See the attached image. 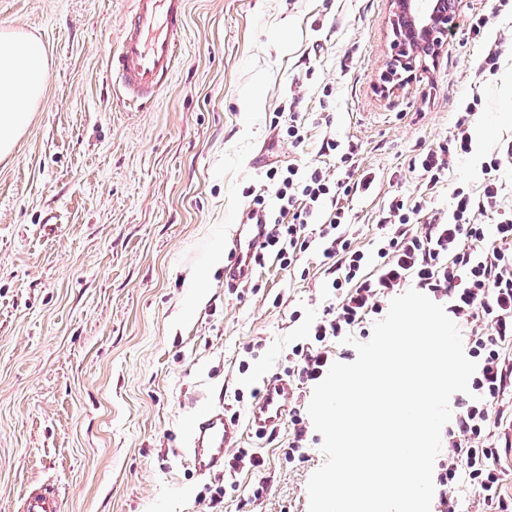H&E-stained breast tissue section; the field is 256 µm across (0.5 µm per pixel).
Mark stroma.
<instances>
[{"instance_id":"35a3bbf8","label":"stroma","mask_w":512,"mask_h":512,"mask_svg":"<svg viewBox=\"0 0 512 512\" xmlns=\"http://www.w3.org/2000/svg\"><path fill=\"white\" fill-rule=\"evenodd\" d=\"M132 7L0 0V31L36 36L50 61L40 102L0 157V512L48 484L61 512H207L219 486L224 512H309L322 436L292 462L291 424L271 441L245 434L264 464L229 480L198 475L184 450L209 403L245 417L236 393L283 373L332 300L328 263L315 241L296 265L268 258L231 290L210 257L232 260L244 193L272 166L320 164L341 181L372 173L370 191L344 200L352 245L371 257L392 197L419 202L425 221L448 216L453 187L479 191L483 162L512 142V12L463 0L436 58L386 94L389 0H188L172 79L144 106L108 70ZM475 14L488 19L478 35ZM286 107L303 118L302 142L270 126ZM460 122L472 151L428 188L410 164ZM326 134L355 146L351 161L320 156ZM256 483L262 497L241 502L238 488Z\"/></svg>"}]
</instances>
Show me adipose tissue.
<instances>
[{"label":"adipose tissue","mask_w":512,"mask_h":512,"mask_svg":"<svg viewBox=\"0 0 512 512\" xmlns=\"http://www.w3.org/2000/svg\"><path fill=\"white\" fill-rule=\"evenodd\" d=\"M47 72L40 40L14 32L0 34V153L10 151L26 125L42 95Z\"/></svg>","instance_id":"ef3b65f1"}]
</instances>
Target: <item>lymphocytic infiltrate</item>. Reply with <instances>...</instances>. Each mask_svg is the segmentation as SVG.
I'll return each mask as SVG.
<instances>
[{"mask_svg": "<svg viewBox=\"0 0 512 512\" xmlns=\"http://www.w3.org/2000/svg\"><path fill=\"white\" fill-rule=\"evenodd\" d=\"M471 150L472 139L461 128L445 146L421 153L413 167L434 187L447 180L453 158ZM507 161H512L511 144L485 161L479 192L453 189V211L445 220L420 224L418 204L392 198L381 218L379 262L372 273L367 254L354 248L345 233L349 215L340 203L341 194L370 190L371 175L346 186L322 166L291 163L268 168L262 188L248 192V223L266 227L255 266H264L271 256L281 267L290 266L308 249L313 223L330 261L336 302L288 354L289 371L300 384L320 382L334 361L337 341L354 335L370 315L381 314L382 300L406 284L446 303L457 324L478 323L467 337L468 354L477 364L471 393L455 403L449 452L436 478L438 512H460L455 490L462 485L474 490L490 512H512V500L501 494L499 467V449L511 448L512 439L498 442L491 431V410L512 388V211L499 204L497 179ZM485 214L494 216V223H477V216Z\"/></svg>", "mask_w": 512, "mask_h": 512, "instance_id": "obj_1", "label": "lymphocytic infiltrate"}]
</instances>
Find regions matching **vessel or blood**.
I'll return each mask as SVG.
<instances>
[{
	"mask_svg": "<svg viewBox=\"0 0 512 512\" xmlns=\"http://www.w3.org/2000/svg\"><path fill=\"white\" fill-rule=\"evenodd\" d=\"M134 4L112 54V76L133 98L149 100L174 71L186 25L187 0H134ZM264 238V225H239L233 241V261L224 270L225 287L237 288L251 281L252 257ZM294 393V385L287 378H266L244 425L228 418L223 401L212 403L188 440L187 455L195 472L202 476L222 473L227 457L239 447L244 433L260 436L280 428L288 417ZM20 510L60 512L59 494L51 487L26 491Z\"/></svg>",
	"mask_w": 512,
	"mask_h": 512,
	"instance_id": "1",
	"label": "vessel or blood"
}]
</instances>
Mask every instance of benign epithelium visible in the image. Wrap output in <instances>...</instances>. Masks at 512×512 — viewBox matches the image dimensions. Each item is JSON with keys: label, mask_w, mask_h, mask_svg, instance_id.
<instances>
[{"label": "benign epithelium", "mask_w": 512, "mask_h": 512, "mask_svg": "<svg viewBox=\"0 0 512 512\" xmlns=\"http://www.w3.org/2000/svg\"><path fill=\"white\" fill-rule=\"evenodd\" d=\"M430 9L428 0H392L390 18L393 46L397 52L390 58L383 73V82L401 81L402 74L424 64L435 56L455 25L461 0H437Z\"/></svg>", "instance_id": "obj_1"}]
</instances>
